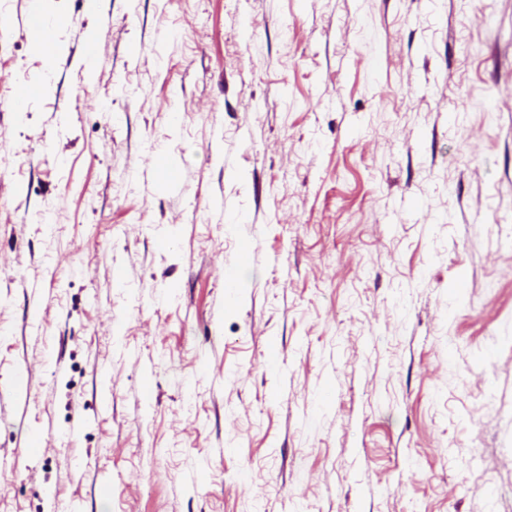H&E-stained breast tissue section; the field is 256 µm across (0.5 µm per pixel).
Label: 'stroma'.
Returning <instances> with one entry per match:
<instances>
[{
	"label": "stroma",
	"instance_id": "35a3bbf8",
	"mask_svg": "<svg viewBox=\"0 0 512 512\" xmlns=\"http://www.w3.org/2000/svg\"><path fill=\"white\" fill-rule=\"evenodd\" d=\"M45 17L0 0V512H512V0Z\"/></svg>",
	"mask_w": 512,
	"mask_h": 512
}]
</instances>
